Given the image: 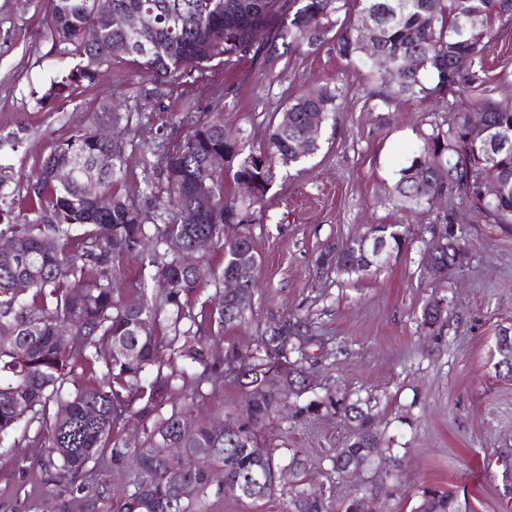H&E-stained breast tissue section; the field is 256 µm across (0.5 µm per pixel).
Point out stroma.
Instances as JSON below:
<instances>
[{
    "instance_id": "1",
    "label": "stroma",
    "mask_w": 512,
    "mask_h": 512,
    "mask_svg": "<svg viewBox=\"0 0 512 512\" xmlns=\"http://www.w3.org/2000/svg\"><path fill=\"white\" fill-rule=\"evenodd\" d=\"M44 0H0V167L29 171L104 99L141 113L128 137L124 191L141 208L145 180L156 175L151 147L180 132L185 99L206 107L224 91L226 127L244 150L264 147L268 122L294 94L335 89L341 110L322 129L314 156L276 164L264 209H249L247 230L260 256V284L247 320L212 334L216 357L254 348L266 327L294 314L313 320L316 341L306 368L311 397H372L383 451L363 471L339 478L328 460L350 433L333 411L279 414L263 430L271 448H295L311 465L331 503L384 485L377 512H411L423 487L455 491L463 512H512V376L500 371L497 336L512 333V225L485 222L458 199L404 212L389 190L422 135L442 123L444 103L379 98L380 79L359 78L333 43L283 55L273 76L258 61L212 66L205 81L182 85L149 80L133 67L112 74L77 99L44 100L52 80L73 60L43 31ZM486 80L498 100H512V36L492 43ZM398 225L399 253L364 275L319 270L328 246ZM452 229L466 256L445 278L424 275L423 241ZM446 304L442 325L425 329L421 311ZM41 451L23 441L0 447V512H47L50 488Z\"/></svg>"
}]
</instances>
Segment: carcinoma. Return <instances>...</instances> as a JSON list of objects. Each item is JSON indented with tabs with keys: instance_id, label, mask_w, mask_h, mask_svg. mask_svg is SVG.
Segmentation results:
<instances>
[{
	"instance_id": "1",
	"label": "carcinoma",
	"mask_w": 512,
	"mask_h": 512,
	"mask_svg": "<svg viewBox=\"0 0 512 512\" xmlns=\"http://www.w3.org/2000/svg\"><path fill=\"white\" fill-rule=\"evenodd\" d=\"M142 11L154 14V26L134 29L127 20ZM344 13L342 23L333 16ZM43 28L62 51L76 59L68 72L52 81L44 97H78L112 72V63L140 68L160 82L203 80L211 62L262 58L272 73L280 54L307 53L332 38L336 54L354 71L373 66L378 50L397 70L391 88L379 94L387 104L396 97L448 101L445 127L423 136L393 186L397 207L431 208L443 192L466 203L477 215L512 224V101L493 99L484 79L489 44L512 32V0H112L102 14L97 0H46ZM267 28L272 36L252 44V32ZM94 31L90 42L86 33ZM188 56L196 73L183 70ZM470 60L462 68L459 61ZM338 95L327 87L288 99L269 124L266 146L244 153L242 138L219 118L221 99L212 98L207 112L185 103L180 124L186 132L158 146L163 180L145 184L154 201L144 210L121 191L128 158L122 135L99 138L97 128L132 125L134 113L103 107L93 122L59 141L28 172L24 200L5 192L0 176V238L13 244L0 254V447L39 430L33 444L44 449L47 482L55 488L48 512H68L69 496L83 495L84 512H101L105 499L98 487L101 468L118 465L129 455L140 467L128 481L119 512H197L211 493L258 502L273 497L282 481L269 475L288 473L287 512H329L328 498L309 474L300 451H277L261 443L263 426L287 397L309 392L303 366L314 337L308 324L284 319L267 328L252 349L225 350L214 358L208 343L212 329L246 321L250 305L224 295V279L259 266L253 238L241 232L224 239V226L247 222L237 198L263 201L273 166L291 165L315 154L320 135L311 134L316 117L327 122L338 112ZM484 114L477 126L471 114ZM310 136L307 153L296 142ZM222 152L237 162L233 173L238 196L224 195V169L209 163ZM93 171L110 198L101 208L81 189ZM71 179L62 180L61 173ZM494 180L499 193L487 199L482 183ZM209 187L208 201L199 190ZM387 253L400 249L393 224H378ZM200 237L221 252L220 265L208 259L182 263L179 251L193 248ZM361 237L325 249L318 268L343 274H366L384 265ZM463 252L454 233L444 230L426 243L424 269L432 277L457 268ZM22 280L24 292L15 288ZM212 285L194 313L191 298ZM444 307L426 305L420 325L442 321ZM82 341L74 345L70 337ZM499 367L512 374V336L496 339ZM297 358L290 359L291 355ZM234 367L230 377L219 369ZM238 385L243 404L236 413L195 416L187 401L205 383L212 391L224 379ZM332 410L351 424L343 446L329 456L342 476L379 449L371 406L361 398L321 399L295 405V414ZM137 416L145 428L142 446L132 448L116 435L121 423ZM193 423L185 438L181 425ZM184 448L196 456L191 471L181 472L169 454ZM412 512H461L454 494L425 487Z\"/></svg>"
}]
</instances>
